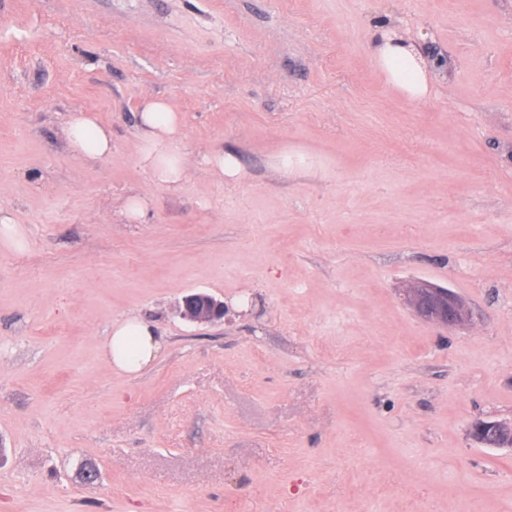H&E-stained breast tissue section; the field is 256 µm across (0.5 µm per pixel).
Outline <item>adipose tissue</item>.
Masks as SVG:
<instances>
[{
	"label": "adipose tissue",
	"mask_w": 512,
	"mask_h": 512,
	"mask_svg": "<svg viewBox=\"0 0 512 512\" xmlns=\"http://www.w3.org/2000/svg\"><path fill=\"white\" fill-rule=\"evenodd\" d=\"M369 52L388 82L409 100L420 102L429 96L427 61L398 22L380 27ZM178 125L177 113L161 99L146 101L137 116L142 160L156 181L172 190L180 186L189 171L185 150L176 137ZM65 147L84 161L93 162L111 153L112 132L93 117L78 112L67 123ZM161 347L148 323L126 316L113 322L103 357L111 371L134 377L149 366Z\"/></svg>",
	"instance_id": "1"
}]
</instances>
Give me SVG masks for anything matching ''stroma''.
<instances>
[{
	"mask_svg": "<svg viewBox=\"0 0 512 512\" xmlns=\"http://www.w3.org/2000/svg\"><path fill=\"white\" fill-rule=\"evenodd\" d=\"M390 20L423 102L369 54ZM79 111L112 130L93 163ZM0 207L29 235L0 248V512H512V452L470 435L512 422V0H0ZM419 280L466 321L416 315ZM128 314L164 341L130 378L101 357ZM369 52L387 81L409 100L420 102L429 96L427 61L398 22L380 26ZM179 117L161 99L145 102L137 116L140 151L143 162L155 180L169 189H177L188 175L186 153L176 137ZM65 147L84 161L94 162L112 152V132L93 117L77 112L67 123ZM203 164L207 171L219 179L237 180L240 177L241 168L236 159L230 154H224V150H213L203 157ZM182 315L192 321L209 323L224 316V304L209 294H190L183 300Z\"/></svg>",
	"mask_w": 512,
	"mask_h": 512,
	"instance_id": "obj_1",
	"label": "stroma"
}]
</instances>
